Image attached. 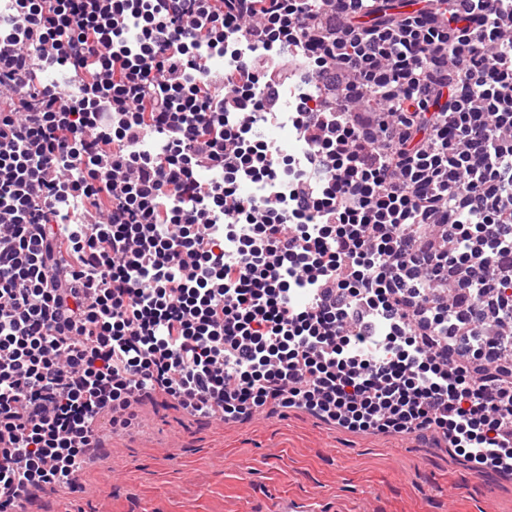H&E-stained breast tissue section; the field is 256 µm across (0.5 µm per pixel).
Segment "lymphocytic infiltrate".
Listing matches in <instances>:
<instances>
[{"label":"lymphocytic infiltrate","instance_id":"1","mask_svg":"<svg viewBox=\"0 0 512 512\" xmlns=\"http://www.w3.org/2000/svg\"><path fill=\"white\" fill-rule=\"evenodd\" d=\"M391 2L0 0V512L159 396L512 467V0Z\"/></svg>","mask_w":512,"mask_h":512}]
</instances>
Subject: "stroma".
Listing matches in <instances>:
<instances>
[{"instance_id": "obj_1", "label": "stroma", "mask_w": 512, "mask_h": 512, "mask_svg": "<svg viewBox=\"0 0 512 512\" xmlns=\"http://www.w3.org/2000/svg\"><path fill=\"white\" fill-rule=\"evenodd\" d=\"M109 438L82 493L33 512H512V476L478 475L433 438L353 433L294 410L237 423L163 401Z\"/></svg>"}]
</instances>
